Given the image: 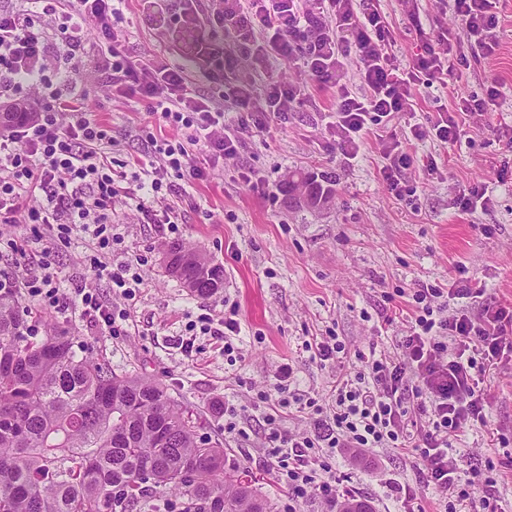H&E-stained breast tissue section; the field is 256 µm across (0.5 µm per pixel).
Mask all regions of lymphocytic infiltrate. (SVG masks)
<instances>
[{
	"instance_id": "lymphocytic-infiltrate-1",
	"label": "lymphocytic infiltrate",
	"mask_w": 512,
	"mask_h": 512,
	"mask_svg": "<svg viewBox=\"0 0 512 512\" xmlns=\"http://www.w3.org/2000/svg\"><path fill=\"white\" fill-rule=\"evenodd\" d=\"M452 2L460 32L423 34L419 53L404 65L392 50L385 16L369 0H222L214 11L205 0H177L184 24L201 15L210 30L195 45L202 63L197 70L160 52L130 57L126 34L115 24L116 0H16L0 9V103L21 100L33 114L0 134V222L57 230L38 251V273L0 277V293L28 298L43 311L79 313L112 337L127 335L128 303L142 283L145 260L113 264L114 199L125 196L129 209L147 223H171L173 207L158 204L166 180L212 179L219 161L237 154L245 133L265 130L266 113L287 121L289 104L305 96V86L275 74V59L299 58L309 77L336 88V111L327 127L344 161L356 159L365 136L378 132L382 179L396 200H406L410 191L398 174L417 161L412 142H457L468 117L487 114L502 95L500 85L491 83L484 95L458 97L414 125L410 136L398 137L395 125L402 113L413 111L414 90L447 84L449 75L467 68L461 39L486 56L498 45V0ZM89 31L96 35L97 64L109 73L113 92L161 112L179 133L176 141L152 143L128 188L115 177L111 126L90 119L82 104L79 75ZM226 32L235 38L234 51L224 46ZM242 58L251 64L250 80L225 85V69ZM201 77L214 84L213 95L198 93ZM199 154L208 165L196 162ZM75 231L87 235L86 262L97 280L110 282L114 301H103L95 283L71 293L60 288L56 244ZM467 272L459 267L458 287L417 289L411 296L415 323L399 354L358 353L359 370L337 384L331 406L292 390L288 364L278 369L275 394L258 392L268 425L264 446L288 488L289 504L314 495L328 505L338 500L320 449L403 448L423 463V479L440 492L444 512H496L494 464L463 474L453 452L468 432L488 423L480 382L490 363L512 353V310L489 307L477 320L436 316L437 298L470 295ZM290 406L313 420L314 434L282 425L280 411Z\"/></svg>"
}]
</instances>
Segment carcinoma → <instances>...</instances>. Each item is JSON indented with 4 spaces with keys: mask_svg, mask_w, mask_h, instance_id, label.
Masks as SVG:
<instances>
[{
    "mask_svg": "<svg viewBox=\"0 0 512 512\" xmlns=\"http://www.w3.org/2000/svg\"><path fill=\"white\" fill-rule=\"evenodd\" d=\"M174 253L185 267L166 268L192 295L222 289L221 265ZM25 330L19 300L0 294V512H274L165 385L77 356L52 323L39 340ZM336 512L373 510L347 498Z\"/></svg>",
    "mask_w": 512,
    "mask_h": 512,
    "instance_id": "carcinoma-1",
    "label": "carcinoma"
}]
</instances>
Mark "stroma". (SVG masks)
Masks as SVG:
<instances>
[{
	"instance_id": "35a3bbf8",
	"label": "stroma",
	"mask_w": 512,
	"mask_h": 512,
	"mask_svg": "<svg viewBox=\"0 0 512 512\" xmlns=\"http://www.w3.org/2000/svg\"><path fill=\"white\" fill-rule=\"evenodd\" d=\"M380 10L395 32L396 56L411 61L419 40L417 29L432 33L453 27L456 20L445 0H421L420 28L405 19L400 0H380ZM500 47L492 62L472 61L462 75L448 78L447 88L415 90L412 112L401 118V130L424 123L429 113L450 103L453 94H479L491 82L503 95L491 123L470 121L457 143L444 146L420 142L416 151L434 155L436 174L420 167L404 170L402 180L415 190L411 203L388 193L380 169L384 163L375 137H367L360 158L344 163L325 148L327 115L336 106L335 89L306 78L297 62L280 60L277 74L303 82L308 95L293 103L287 122L271 117L268 129L246 138L234 159L214 179L177 185L165 193L178 217L177 232L164 224H143L128 215L123 201L114 204L121 241L112 247L113 263L146 257L143 282L130 306L128 335L109 336L98 324L81 318H56L59 329L74 338L78 356L110 362L119 373H133L163 383L170 393L201 419L200 435L221 441L228 470L248 471L258 478L262 495L288 505V491L279 481L262 446L265 423L253 406L258 390L272 389L276 369L291 363L300 390L328 400L337 377L355 374L357 352L376 348L397 352L401 337L413 325L411 310H400L386 294L402 288L414 293L419 284L447 286L457 264L469 270L477 298L441 297L442 315L479 318L485 306L512 307V163L501 141L512 130V0H500ZM122 28L127 51L134 56L167 51L189 62L207 25H175L163 0H123ZM89 117L106 118L118 141L121 157L147 150L146 136L174 140L178 132L146 107L106 100V75L87 57L84 71ZM258 181L245 186L241 173ZM327 175L333 194L323 210L289 206L283 190L288 175ZM473 183L487 184L492 202L487 209L462 211L459 196ZM181 243L206 254L224 268L221 293L203 300L163 267L166 246ZM84 234H72L59 245L56 269L63 288L73 290L89 278L83 264ZM239 305L242 332L236 351L224 353L220 336L191 335L190 325L202 318L220 319L225 301ZM336 331L348 351L342 362L325 366L302 348L304 340ZM193 339L192 352L182 342ZM490 403L492 433H473L457 457L460 469L491 458L497 466L495 495L500 512H512V360L490 371L483 385ZM235 407L244 435L224 432V409ZM331 475L368 499L373 512H441L443 503L426 485L410 458L390 448L329 451ZM410 487L411 497L390 492L388 483Z\"/></svg>"
}]
</instances>
